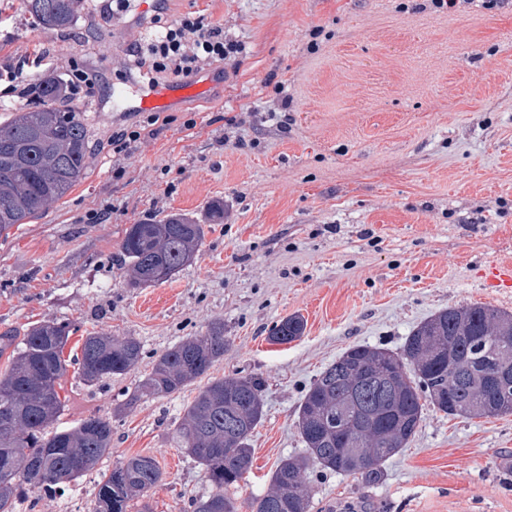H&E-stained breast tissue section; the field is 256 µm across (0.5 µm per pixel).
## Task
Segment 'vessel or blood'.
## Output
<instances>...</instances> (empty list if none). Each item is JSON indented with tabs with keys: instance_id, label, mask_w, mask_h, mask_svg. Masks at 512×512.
<instances>
[{
	"instance_id": "1",
	"label": "vessel or blood",
	"mask_w": 512,
	"mask_h": 512,
	"mask_svg": "<svg viewBox=\"0 0 512 512\" xmlns=\"http://www.w3.org/2000/svg\"><path fill=\"white\" fill-rule=\"evenodd\" d=\"M210 88L208 80L169 82L150 88L122 87L112 97L118 107L141 112L167 111L185 100L204 96ZM488 287L512 289V264H492L483 272Z\"/></svg>"
}]
</instances>
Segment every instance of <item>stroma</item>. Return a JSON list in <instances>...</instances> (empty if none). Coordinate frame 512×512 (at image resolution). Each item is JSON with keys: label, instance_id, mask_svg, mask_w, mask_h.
<instances>
[{"label": "stroma", "instance_id": "1", "mask_svg": "<svg viewBox=\"0 0 512 512\" xmlns=\"http://www.w3.org/2000/svg\"><path fill=\"white\" fill-rule=\"evenodd\" d=\"M166 19L203 13L243 43L206 68L210 95L170 110L169 124L112 154L140 115L116 108L131 51L151 13L112 18L80 0L75 26L42 28L24 0H0V121L36 103L8 71L75 91L91 146L82 181L31 224L0 239V333L74 323L132 336L138 366L106 385L67 375L63 423L112 422V450L64 494L24 496L16 512H90L116 463L156 459L162 480L130 512H183L208 496L202 467L175 429L198 384L120 406L159 356L223 321L227 348L210 379L256 376L264 415L252 468L227 488L239 512L301 455L298 407L311 382L352 345L399 350L432 314L512 294L480 268L512 261V0L438 10L431 0H150ZM86 80H78V73ZM288 112H280L282 97ZM224 206L223 223L210 208ZM181 213L202 224L196 260L168 282L128 284L130 225ZM302 316L287 344L270 328ZM309 512H512V414L458 418L425 408L416 436L376 483L314 468Z\"/></svg>", "mask_w": 512, "mask_h": 512}]
</instances>
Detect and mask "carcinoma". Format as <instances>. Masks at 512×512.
Listing matches in <instances>:
<instances>
[{
	"label": "carcinoma",
	"mask_w": 512,
	"mask_h": 512,
	"mask_svg": "<svg viewBox=\"0 0 512 512\" xmlns=\"http://www.w3.org/2000/svg\"><path fill=\"white\" fill-rule=\"evenodd\" d=\"M79 0H26L44 28L67 29L77 19ZM38 105L0 122V238L38 218L61 200L88 168V132L81 114L61 105L62 87L43 79ZM204 229L171 214L133 224L122 243L133 287L171 280L195 259ZM305 331L302 317L288 316L269 330L287 344ZM75 329L68 322H40L13 344L0 337V355L12 349L0 376V512H15L28 492L62 491L95 469L112 450V423L90 415L67 429H52L61 415L62 381L69 369L96 386L135 368L143 355L133 337L94 332L82 337L80 354L64 350ZM224 323H211L160 355L152 371L129 395L126 406L144 397H167L208 375L224 357ZM512 362V314L473 304L441 310L391 351L354 345L316 378L298 409L305 445L300 456L280 462L270 487L251 512H308L312 467L359 474L369 482L415 436L425 406L465 418L512 414V387L490 381V359ZM263 381L258 377L214 379L187 404L176 428L185 452L205 471L211 493L189 501L185 512H237L224 488L239 483L251 468L250 438L263 416ZM163 473L155 458L136 455L113 467L99 482L92 512H128Z\"/></svg>",
	"instance_id": "obj_1"
}]
</instances>
